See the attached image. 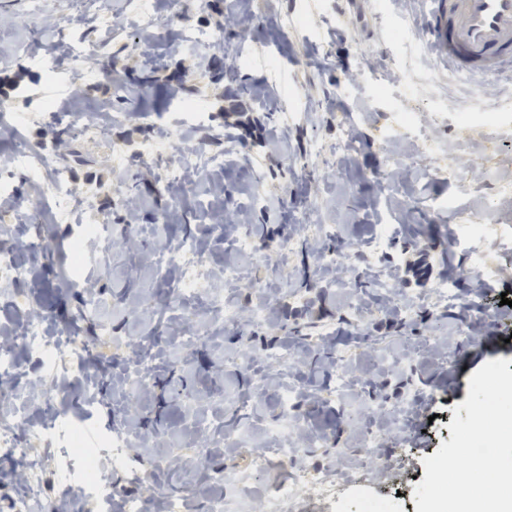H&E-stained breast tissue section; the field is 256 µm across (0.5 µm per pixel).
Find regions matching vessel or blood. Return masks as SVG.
<instances>
[{"label":"vessel or blood","instance_id":"obj_1","mask_svg":"<svg viewBox=\"0 0 512 512\" xmlns=\"http://www.w3.org/2000/svg\"><path fill=\"white\" fill-rule=\"evenodd\" d=\"M435 52L482 76L512 71V0H433Z\"/></svg>","mask_w":512,"mask_h":512}]
</instances>
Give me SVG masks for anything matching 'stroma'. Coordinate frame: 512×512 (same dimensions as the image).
<instances>
[{
  "mask_svg": "<svg viewBox=\"0 0 512 512\" xmlns=\"http://www.w3.org/2000/svg\"><path fill=\"white\" fill-rule=\"evenodd\" d=\"M126 0H0V104L14 116L27 146L54 158L69 176L67 215L39 194L40 177L9 156L12 140L0 137V226L33 224L44 250L18 254L24 278L0 286V312L11 328L31 315L86 337L82 362L102 378L95 401L74 377L63 392L42 403L37 420L56 417V434L44 445V482L49 499L68 497L84 483L85 456L65 453L72 432L83 447L112 455V434L136 432L124 464L109 471L106 485L136 496L153 486L185 495L192 512H206L219 494L208 470L152 468L156 442L151 423L179 428L185 419L183 389L208 400L224 392L215 411L233 425L258 409L262 428L232 455L212 449L210 462L248 475L253 494L268 495L288 480L295 461L256 472L254 458L270 440L274 396L248 399L263 388L260 376L224 370V356L247 331L255 350L272 355L295 348L290 376L307 398L295 406L299 423L320 436L313 461L327 466L362 438H377L388 471L381 488L400 492L408 506L423 468L451 439L453 408L468 396L473 372L488 361L512 359V196L497 195L512 182V74L486 79L481 96L466 73L449 68L429 42L426 0H150L162 24L146 28L128 14ZM237 14L238 25L224 16ZM221 34L233 57L209 51L191 32ZM85 46L81 59L61 50V40ZM68 112L72 125L93 122L97 134L55 136L49 106ZM473 114L469 126L459 111ZM415 121L403 126L402 113ZM163 145L151 159L146 148ZM206 155L180 175L178 196L166 190L165 169L185 153ZM474 166L465 181L448 169ZM230 209L240 216L250 248L215 238L210 216ZM482 217L484 234L451 248L448 234L461 231L459 211ZM315 221L296 230L302 214ZM105 224L112 235L133 233V248L88 246L74 257L83 225ZM291 239L284 275L276 284L266 268L276 255L266 243ZM193 240L204 256L203 286L221 284L226 264L240 280L224 285L242 308L263 293L272 302L265 319L223 327L220 345L196 343L184 366L163 364L150 379L145 400L129 405L113 396L109 374L131 351L102 343L104 333L137 341L162 336L157 321L175 290L151 263L159 241ZM358 245L369 268L350 278L347 290L332 287L315 248ZM93 283L100 315L73 323L75 296ZM447 283L449 308L418 304L435 283ZM399 289L404 306L387 312L382 284ZM363 301L356 318L348 301ZM330 331L324 342L293 344L295 323ZM426 336L452 339L448 361L423 349ZM397 350L394 367H373L375 355ZM345 369L361 372L352 399L339 401L336 378L324 352ZM418 406L400 432L365 422L360 407L392 411L408 395Z\"/></svg>",
  "mask_w": 512,
  "mask_h": 512,
  "instance_id": "obj_1",
  "label": "stroma"
}]
</instances>
